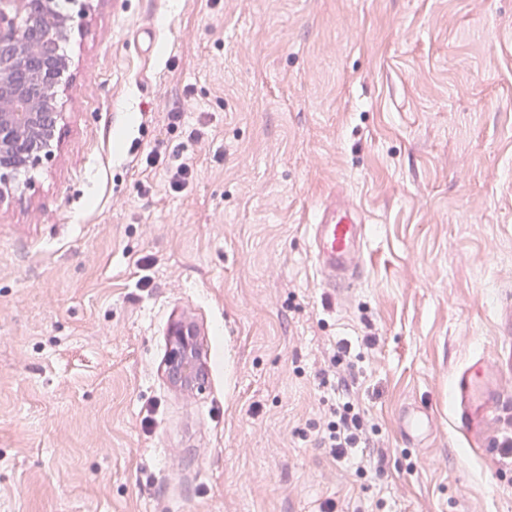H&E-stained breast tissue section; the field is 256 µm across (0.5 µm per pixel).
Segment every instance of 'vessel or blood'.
I'll use <instances>...</instances> for the list:
<instances>
[{
	"instance_id": "obj_1",
	"label": "vessel or blood",
	"mask_w": 512,
	"mask_h": 512,
	"mask_svg": "<svg viewBox=\"0 0 512 512\" xmlns=\"http://www.w3.org/2000/svg\"><path fill=\"white\" fill-rule=\"evenodd\" d=\"M309 249L325 288L350 293L364 277L368 220L344 189L329 192L307 227ZM504 340L492 353L480 355L455 376L453 409L458 427L476 449L491 443L489 435L502 414L512 408V394L502 380L512 374V303L499 311ZM400 433L407 443L422 446L433 432L432 412L424 406L402 407Z\"/></svg>"
}]
</instances>
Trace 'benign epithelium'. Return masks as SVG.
I'll return each instance as SVG.
<instances>
[{
    "instance_id": "obj_1",
    "label": "benign epithelium",
    "mask_w": 512,
    "mask_h": 512,
    "mask_svg": "<svg viewBox=\"0 0 512 512\" xmlns=\"http://www.w3.org/2000/svg\"><path fill=\"white\" fill-rule=\"evenodd\" d=\"M54 3L41 0L44 37L24 40L18 17L29 14V0H0V200L20 191V175L54 153L72 22L71 14L56 13ZM33 56L41 59L36 70L28 68ZM195 339L191 324L180 325L172 336L168 370L185 387L199 380Z\"/></svg>"
}]
</instances>
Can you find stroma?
I'll list each match as a JSON object with an SVG mask.
<instances>
[{"label": "stroma", "instance_id": "stroma-1", "mask_svg": "<svg viewBox=\"0 0 512 512\" xmlns=\"http://www.w3.org/2000/svg\"><path fill=\"white\" fill-rule=\"evenodd\" d=\"M66 51L59 147L0 204V512H512V415L481 454L448 401L512 294V0H93ZM339 185L369 222L347 300L307 237ZM342 343L363 478L314 442ZM190 159L186 158L180 150L172 151L167 166L171 189L180 190L186 185L188 179L193 177ZM196 332L191 324H181L172 336V350L168 358V370L180 385L193 386L199 380L197 351L194 340ZM347 347L339 345L336 352L329 358L327 366L320 370L319 376L321 377L320 385L326 387L327 385L336 386L337 384L344 385L347 391H350L347 373L345 369H341L343 363V353H346ZM352 388V387H351ZM399 424L404 441L421 447L433 432V413L425 406H404L399 413Z\"/></svg>", "mask_w": 512, "mask_h": 512}]
</instances>
